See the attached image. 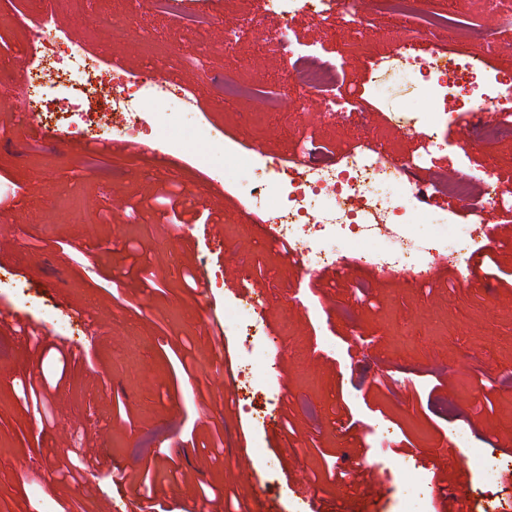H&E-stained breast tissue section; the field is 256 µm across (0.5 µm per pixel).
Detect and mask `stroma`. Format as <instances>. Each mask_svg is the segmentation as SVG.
<instances>
[{"mask_svg":"<svg viewBox=\"0 0 512 512\" xmlns=\"http://www.w3.org/2000/svg\"><path fill=\"white\" fill-rule=\"evenodd\" d=\"M42 0H11L0 8V79L18 75L30 56L29 36L14 24L11 12L40 13ZM263 16L267 27L278 24L265 14L264 0H218L215 18L206 33L165 13L154 14L147 31L126 42H112L99 28L87 25L81 36L90 50L106 48L130 71L141 70L151 58L165 57L170 78L188 87L206 121L230 134H239L241 115L255 109L254 99L226 103L196 68L184 62V52L203 55L212 74L243 81L281 75L286 60L276 45L257 48L247 30L237 32L232 46L224 44V26L243 15ZM291 32L302 44L330 53L350 44L354 27L342 16L320 21L294 17ZM362 51L351 55L341 91L363 89L373 57L392 53L379 28L364 34ZM421 104L394 87L382 100H367L363 115L351 123L323 127L314 121L319 100L292 121L277 113L269 118L264 151L283 156L297 144L295 130L308 128L320 143L343 152L357 137L385 145L407 156L419 149L390 120L398 111L418 112ZM455 127L439 123L447 149L436 154V169L466 162L479 171L495 165L500 192L512 198V139L499 143L493 154L473 150ZM82 145L35 143L26 118L14 103L0 100V175L23 190L0 207V225L24 224L28 231L20 246L0 249V272H10L28 287L42 305L68 312H89L101 328L100 337L83 340L85 365L63 366L55 345H68L65 332L40 325L37 316L25 322L45 336L42 345L24 346L14 334L0 329V343L10 354L0 376V512H36L31 498V468L48 475L42 494L56 512H101L104 505L132 507L136 498L125 484H116L115 470L129 472L152 466L166 468L176 460L181 469L204 484L223 488L239 502L241 512H259L255 486H271L267 503L272 512H395L403 494L400 469L419 463L416 449L431 450L424 473L437 495L428 498L430 512H512V483L498 479L492 499L481 494L469 448L495 449L501 467L512 464V287L486 276V262L471 256L468 271L442 266L423 288L401 276H388L373 265L338 275L327 267L311 278L297 264L266 249L264 226L249 220L238 199L223 184L207 179L177 153L158 159L152 154L128 153L104 157L85 167ZM181 182L198 212L193 229L171 240L153 198L169 181ZM121 199L138 203L136 214L114 205L109 187ZM126 239L139 240L143 254L127 258ZM217 271L221 286L213 308L225 300L255 292L267 296L263 313L269 339L280 342L274 388L282 393L280 426L257 424L235 405L236 374L223 388L200 397L210 374L213 342L198 317V302L183 286L182 274L199 264ZM150 266L165 282L163 290L144 288L139 269ZM466 283L456 297L448 286L458 277ZM135 297L139 309L117 304L112 285ZM305 285L320 303L317 318L291 311L290 297ZM128 334L114 344L113 324ZM336 340L335 352H325V337ZM191 344L197 369L181 373L174 351ZM42 389V401L55 392L68 394L69 404L55 410L56 421L86 418L80 433L60 447L53 430L35 413L29 386ZM180 422L171 427L170 456L152 453L134 457L129 448L138 432L154 428L169 408ZM111 427L109 445H102L98 428ZM392 430L387 440L375 428ZM219 430L223 450L216 462L201 467L210 451V434ZM469 439L468 448L454 456L439 455L451 430ZM262 444L274 470L256 465V482L237 476L242 450ZM97 450L96 478L91 489L63 471L77 462V449ZM350 463L355 472L381 476L384 490L335 476L336 466ZM310 478L301 489L300 477ZM465 485L468 500L454 495Z\"/></svg>","mask_w":512,"mask_h":512,"instance_id":"stroma-1","label":"stroma"}]
</instances>
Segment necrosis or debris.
Returning a JSON list of instances; mask_svg holds the SVG:
<instances>
[{
	"mask_svg": "<svg viewBox=\"0 0 512 512\" xmlns=\"http://www.w3.org/2000/svg\"><path fill=\"white\" fill-rule=\"evenodd\" d=\"M281 24L268 28L262 19L247 16L237 26L249 30L259 44H276L288 66L282 81L299 86L302 96L275 101L278 112L297 111L315 97L324 99L323 124L349 120L359 113L358 95H337L347 64L346 51L317 57L290 35L288 22L307 14L319 19L348 17L359 30L383 20V39L393 45L395 60L376 59L369 66L367 89L378 93L386 77L409 76L423 108L418 117L401 121L402 131L417 138L419 153L400 157L380 144L360 138L340 156H330L319 144L300 142L286 156L268 157L261 142L264 125L249 115L240 137L208 126L193 107L188 90L175 83L160 65L131 72L107 65L88 50L79 34L59 29L51 16L35 15L28 27L31 55L26 66L23 94L30 103V119L45 132L79 144L109 137L135 144L152 132L158 153L178 150L195 164H203L201 145L223 153L227 168L210 173L236 195L242 209L266 226L268 243L282 248L288 258L310 274L322 266H379L400 274L416 288L429 281L434 259L457 265L467 254L481 251L489 211L512 212V201L500 196L492 171L442 174L432 170V157L447 142L436 132L437 121L428 110L441 102L446 119L461 109L479 111L492 105L494 114L480 118L465 136L480 149L490 150L512 135V81H504L491 54V36L482 18L494 15L502 28L512 27V9L502 0H481L480 14L465 21L445 14H428L422 0H266ZM216 0H142L139 21L99 14L92 22L113 40H127L135 27H146L150 17L163 12L178 19L204 24L215 12ZM421 16L420 26L410 19ZM449 37H464L470 48L434 57L425 50L434 29ZM452 195L467 218L453 235L418 236L419 224H449L448 214L434 213L431 197ZM265 301L242 299L224 306V328L239 340L240 370L237 389L250 394L270 386L272 350L262 344Z\"/></svg>",
	"mask_w": 512,
	"mask_h": 512,
	"instance_id": "4bbe7bcc",
	"label": "necrosis or debris"
}]
</instances>
